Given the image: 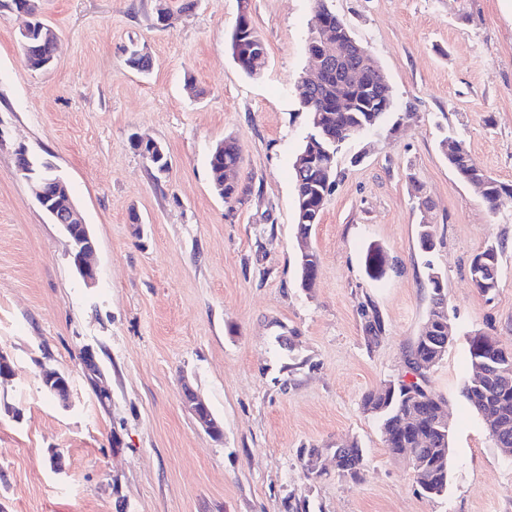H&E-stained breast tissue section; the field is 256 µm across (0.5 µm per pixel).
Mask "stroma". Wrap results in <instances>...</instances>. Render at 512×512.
<instances>
[{
    "label": "stroma",
    "instance_id": "35a3bbf8",
    "mask_svg": "<svg viewBox=\"0 0 512 512\" xmlns=\"http://www.w3.org/2000/svg\"><path fill=\"white\" fill-rule=\"evenodd\" d=\"M39 0L58 42L52 66L26 65L27 18L0 6V512H512L504 458L461 395L467 337L512 348V198L489 210L449 169L455 133L477 163L512 184V0H332L377 59L394 114L345 143L311 230L312 289L300 285L292 163L306 133L298 86L314 0ZM266 45L247 76L229 46L241 10ZM138 42L150 75L129 69ZM162 143L154 179L132 136ZM235 138L245 193L211 182L216 144ZM25 151L68 183L97 243L86 287L69 243L17 168ZM435 247L423 253L421 224ZM503 245L499 287L472 288L470 263ZM389 266L365 270L369 245ZM447 287L452 341L427 374L448 403V492L430 499L361 407L381 382L410 378L430 307L426 262ZM384 332L365 342L370 311ZM70 380L68 404L41 382ZM191 386L223 433L184 406ZM357 442L365 471L336 473L330 448ZM324 449L323 473L299 451Z\"/></svg>",
    "mask_w": 512,
    "mask_h": 512
}]
</instances>
